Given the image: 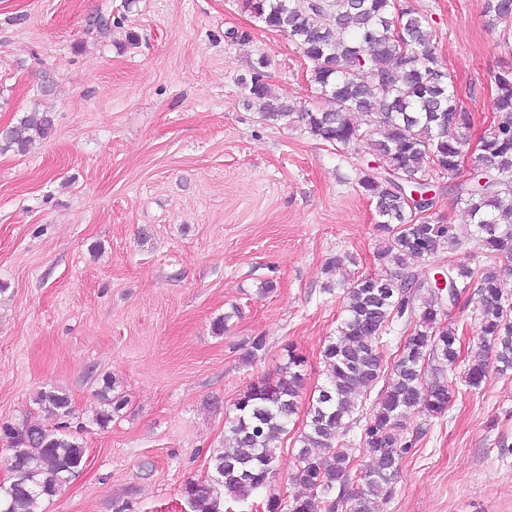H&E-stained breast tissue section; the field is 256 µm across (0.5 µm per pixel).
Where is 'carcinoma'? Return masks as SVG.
<instances>
[{
    "mask_svg": "<svg viewBox=\"0 0 512 512\" xmlns=\"http://www.w3.org/2000/svg\"><path fill=\"white\" fill-rule=\"evenodd\" d=\"M263 24L286 34L307 63L308 81L333 108L296 107L264 81L267 59L241 79L247 105L267 125L298 122L315 139L343 150L363 142L378 162L357 168V185L374 206L380 232V272L361 274L344 289L342 317L327 337L325 380L309 398L293 483L308 496L273 495L267 512H377L390 499L400 464L425 434L424 425L448 413L453 392L445 371L463 354V336L449 320L462 294L477 291L471 310L479 345L468 353L464 382L478 388L493 373L512 370V299L501 288L512 272V71L494 76L492 124L481 138L469 176L457 159L463 131L474 123L454 77L432 49L428 20L407 0H247ZM485 16L512 27V0H485ZM54 127L50 112H35L0 131V152L25 154ZM464 207L461 227L424 215L434 208L438 179ZM472 248L473 261L453 254ZM438 254L440 288L412 266ZM406 336L394 358L382 338L391 326ZM305 360L288 352L275 377L250 383L225 419L224 441L213 449L205 485L183 487L191 512H223L224 500L245 501L267 488L278 466L275 438L298 414ZM104 408L94 421L112 422L126 399L112 376L102 379ZM374 398L368 420L359 407ZM40 411L58 420L46 428L31 418L0 424L10 440L9 477L0 483V512H37L84 465L85 448L69 431L76 410L67 393L42 389ZM420 423L408 431L410 419ZM370 458L356 463L349 440Z\"/></svg>",
    "mask_w": 512,
    "mask_h": 512,
    "instance_id": "carcinoma-1",
    "label": "carcinoma"
}]
</instances>
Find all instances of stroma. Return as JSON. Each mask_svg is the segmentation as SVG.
Returning <instances> with one entry per match:
<instances>
[{
  "label": "stroma",
  "instance_id": "obj_1",
  "mask_svg": "<svg viewBox=\"0 0 512 512\" xmlns=\"http://www.w3.org/2000/svg\"><path fill=\"white\" fill-rule=\"evenodd\" d=\"M410 2L475 116L464 136L476 146L492 78L512 70L504 27L484 0ZM262 56L280 98L329 108L296 45L246 0H0V130L36 109L55 119L28 153L0 154V421L56 388L85 425L83 469L40 512H191L183 486L207 483L237 395L292 351L306 392L321 385L343 290L379 269L356 184L365 147L342 158L299 125L264 124L240 85ZM334 256L345 262L327 270ZM234 305L240 317L214 334ZM256 336L265 350L245 360ZM465 368L449 367L450 410L381 512H512V372L475 390ZM107 374L127 404L102 428L91 418ZM303 421L277 438L268 490L231 512L302 493L290 475Z\"/></svg>",
  "mask_w": 512,
  "mask_h": 512
}]
</instances>
